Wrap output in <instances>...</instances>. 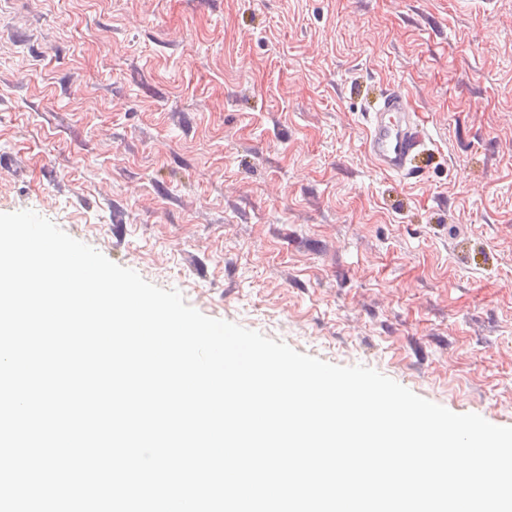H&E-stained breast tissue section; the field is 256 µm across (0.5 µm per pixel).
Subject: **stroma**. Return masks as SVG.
<instances>
[{"label":"stroma","mask_w":512,"mask_h":512,"mask_svg":"<svg viewBox=\"0 0 512 512\" xmlns=\"http://www.w3.org/2000/svg\"><path fill=\"white\" fill-rule=\"evenodd\" d=\"M431 136L365 150L390 85ZM512 426V0H0V213Z\"/></svg>","instance_id":"1"}]
</instances>
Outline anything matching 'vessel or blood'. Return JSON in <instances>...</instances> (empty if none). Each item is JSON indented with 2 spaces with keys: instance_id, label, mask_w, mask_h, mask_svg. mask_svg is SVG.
I'll list each match as a JSON object with an SVG mask.
<instances>
[{
  "instance_id": "obj_1",
  "label": "vessel or blood",
  "mask_w": 512,
  "mask_h": 512,
  "mask_svg": "<svg viewBox=\"0 0 512 512\" xmlns=\"http://www.w3.org/2000/svg\"><path fill=\"white\" fill-rule=\"evenodd\" d=\"M366 149L385 173L416 176V159L427 150V135L411 98L393 87L378 99L369 114Z\"/></svg>"
}]
</instances>
